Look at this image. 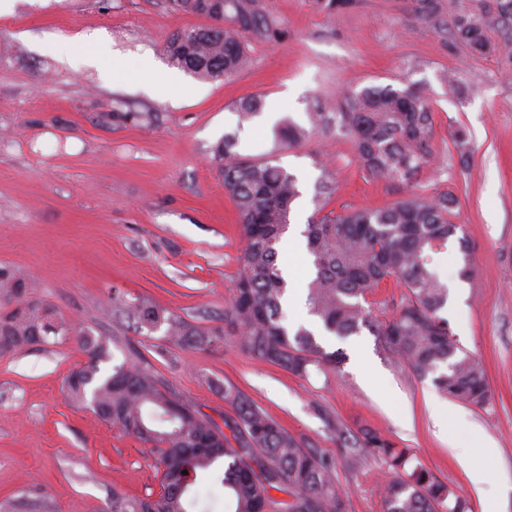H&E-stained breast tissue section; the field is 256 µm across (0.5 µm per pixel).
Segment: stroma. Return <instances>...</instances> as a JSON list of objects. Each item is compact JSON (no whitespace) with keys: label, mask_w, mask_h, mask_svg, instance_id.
Instances as JSON below:
<instances>
[{"label":"stroma","mask_w":512,"mask_h":512,"mask_svg":"<svg viewBox=\"0 0 512 512\" xmlns=\"http://www.w3.org/2000/svg\"><path fill=\"white\" fill-rule=\"evenodd\" d=\"M421 2L255 0L264 28L247 39L249 66L204 81L172 65L167 43L209 18L171 13L165 0H11L0 10V267L34 283L74 325L132 338L170 387L216 422L231 412L218 384L239 386L332 465L348 512H384L387 466L369 453L351 462L317 405L350 431L373 428L411 449L468 512H512V57L476 54L452 34L457 16L496 0H429L430 20ZM74 36L86 37L85 47L70 45ZM85 50L100 66L76 64ZM387 85L419 90L432 106V155L412 185L369 176L332 128L277 146L279 121L304 127L309 113L333 111L342 92ZM255 95L263 112L239 124L236 103ZM460 130L462 153L453 145ZM233 132L240 155L276 153L298 177L295 224L314 215L325 167L335 187L328 207L338 213L412 191L456 196L474 278L460 279L456 243L437 255L449 288L443 314L486 373L487 405L444 397L365 330L325 337L346 362L299 377L228 342L200 351L113 323L109 297L119 289L193 324H221L243 242L210 149ZM279 263L291 275L287 322L318 330L306 251L280 247ZM84 359L72 342L0 356V512H105L113 492H159L147 447L68 398L64 381ZM439 408L448 411L443 427ZM479 434L492 453L478 447ZM466 460L491 474L482 493Z\"/></svg>","instance_id":"35a3bbf8"}]
</instances>
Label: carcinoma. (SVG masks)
<instances>
[{"mask_svg": "<svg viewBox=\"0 0 512 512\" xmlns=\"http://www.w3.org/2000/svg\"><path fill=\"white\" fill-rule=\"evenodd\" d=\"M223 2L232 14L215 10L214 0H167L175 13L214 21L173 34L167 46L173 65L212 81L246 65L245 35L261 33V17L253 0ZM492 30L505 35L495 47L487 37ZM455 36L475 53L497 49L512 56V0H501L494 11L459 16ZM262 106L257 96L240 101L239 123L251 121ZM308 119L313 130L336 126L353 144L362 168L375 177L409 185L431 156L433 112L428 99L410 87L348 90L336 111L311 112ZM308 129L285 122L277 130L278 141L297 145ZM235 145L226 135L211 150L244 243L224 325H193L117 289L110 297L112 320L139 331L163 327L171 343L199 350L230 339L249 355L298 376L314 367L334 368L336 353L327 351L305 327H290L283 314L288 282L278 252L292 208L302 196L299 180L278 165L276 156L253 160L234 152ZM331 191L324 168L315 187L317 211L327 206ZM455 204L445 192L430 197L412 193L384 208L312 217L302 232L314 268L307 302L326 333L345 338L366 328L418 379L429 378L441 394L481 407L489 400L485 372L459 346L448 319L439 315L448 304V285L437 272L434 256L449 241H457L464 256L460 279H473L469 247L458 237L460 225L450 220ZM388 279L403 293L395 313L382 320L361 298ZM0 300L6 305L0 308V354L49 342L76 343L85 362L65 382L68 397L153 448L160 473L158 496L141 499L114 491L110 512H192L198 503L197 484L205 478L224 486V512H347L334 468L237 385H217L233 411L221 427L173 392L127 338H112L123 360L112 366L111 374L101 373L100 364L110 358L104 338L59 317L32 295V286L20 274L0 268ZM318 414L326 429L351 449L354 460H360V449L370 448L386 462L393 477L383 487L385 512H437L444 504L449 512H466L456 489L412 463L408 449L371 429L351 434L326 409ZM274 491L287 494L288 500H276Z\"/></svg>", "mask_w": 512, "mask_h": 512, "instance_id": "carcinoma-1", "label": "carcinoma"}]
</instances>
